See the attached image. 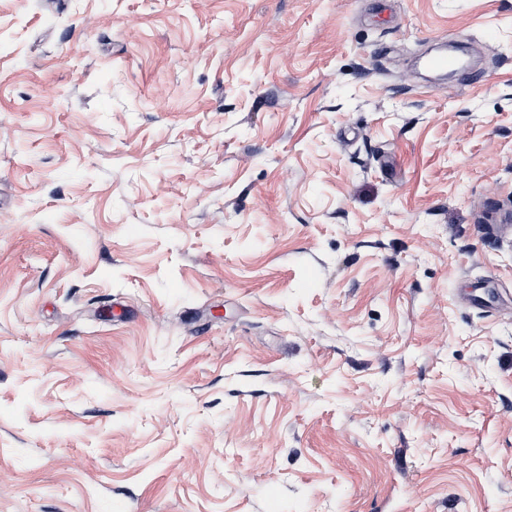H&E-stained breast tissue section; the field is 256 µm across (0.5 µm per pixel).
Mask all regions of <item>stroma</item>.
<instances>
[{"instance_id":"stroma-1","label":"stroma","mask_w":512,"mask_h":512,"mask_svg":"<svg viewBox=\"0 0 512 512\" xmlns=\"http://www.w3.org/2000/svg\"><path fill=\"white\" fill-rule=\"evenodd\" d=\"M0 512H512V0H0Z\"/></svg>"}]
</instances>
